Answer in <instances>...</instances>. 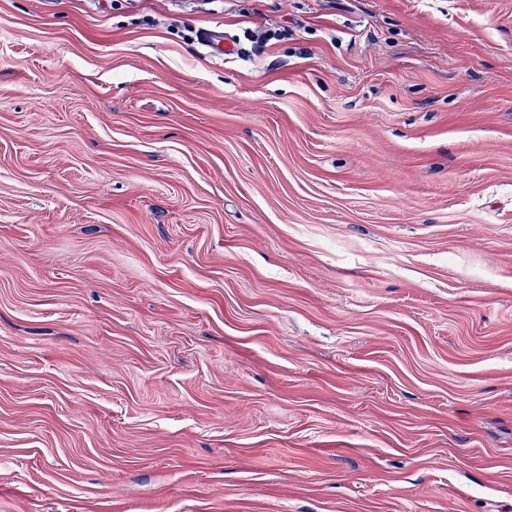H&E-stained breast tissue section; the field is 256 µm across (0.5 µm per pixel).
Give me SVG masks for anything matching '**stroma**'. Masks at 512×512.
Masks as SVG:
<instances>
[{"label": "stroma", "instance_id": "stroma-1", "mask_svg": "<svg viewBox=\"0 0 512 512\" xmlns=\"http://www.w3.org/2000/svg\"><path fill=\"white\" fill-rule=\"evenodd\" d=\"M0 512H512V0H0ZM202 40L210 52L218 56L234 55L239 51L234 41L224 36L221 30H207Z\"/></svg>", "mask_w": 512, "mask_h": 512}]
</instances>
